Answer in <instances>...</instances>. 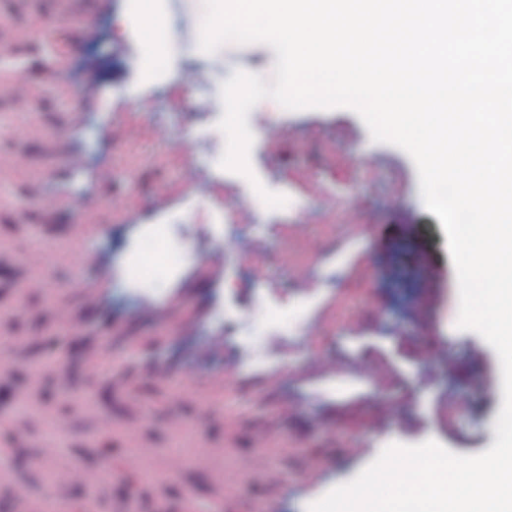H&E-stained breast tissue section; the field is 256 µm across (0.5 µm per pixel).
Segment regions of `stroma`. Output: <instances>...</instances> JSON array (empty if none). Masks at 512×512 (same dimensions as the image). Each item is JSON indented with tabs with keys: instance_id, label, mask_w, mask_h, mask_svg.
I'll use <instances>...</instances> for the list:
<instances>
[{
	"instance_id": "obj_1",
	"label": "stroma",
	"mask_w": 512,
	"mask_h": 512,
	"mask_svg": "<svg viewBox=\"0 0 512 512\" xmlns=\"http://www.w3.org/2000/svg\"><path fill=\"white\" fill-rule=\"evenodd\" d=\"M46 14L30 32L45 40L40 56L16 62L24 78L41 87L37 111L16 114L15 122L33 124L38 138L25 145L32 167L9 189L15 207L0 211V242L17 252L52 248L53 259L43 271L53 282V295H22L18 284L29 270L22 263L0 271V334L18 338L23 361L0 371V427L23 424L24 430L0 450V488L17 487L29 496L46 491L49 473L34 464L41 444L55 441L62 466L108 469L120 464L119 450L96 427L100 415L112 417L117 432L128 420L140 421L137 440L155 449L158 458L179 454L181 469L173 474L155 468L150 475L133 473L125 483L111 482L98 492L112 502L131 498L133 512H157L159 498L192 494L197 507L209 512L217 494L216 479L195 452L180 447L181 438H197L216 448L231 447L235 455L265 457L283 477L279 490L250 480L239 485L237 512H308L309 506L334 487L347 483L370 465L388 445H416L433 440L455 450V438L467 441V454L489 449L496 439L501 388L491 376L500 374L494 349L476 332L457 327L459 291L456 270L440 220L425 208L412 158L399 147L373 141L361 118L347 108L272 111L252 108L247 121L254 136L249 164L270 192L290 198V206L268 208L249 180L225 170L220 160L226 138L217 123L223 114L221 85L234 71L259 72L272 80L274 61L260 44L242 46L238 55L219 49L201 52L188 41V29H199L203 0H157L160 23L152 38L138 31L130 0H107L93 17L55 11L53 0H41ZM93 21L97 39L83 41L79 32ZM121 54H113L114 45ZM67 47L73 58L93 59L97 95L78 129L68 114L75 95H61L41 86L46 59ZM206 72L203 86L186 90L178 77L186 70ZM151 98L152 111L138 104ZM210 104L207 119L194 112L196 99ZM136 115L150 130L137 145L110 142L106 129L114 115ZM276 126L283 135L267 142L259 133ZM72 137L85 159L82 171L62 162L44 164L45 140ZM211 180L216 194L195 199L181 186L179 157ZM117 165L116 186L129 195V216H112L108 188L95 184L93 173L103 161ZM47 192L82 195L102 211L105 231L83 244L96 249L117 269L96 305L77 303L84 324L80 334L59 325L54 298L63 296L73 269L65 257L78 242L72 235L78 211L63 207L40 214L39 198ZM306 214V240L290 232L299 214ZM355 231H346L349 223ZM165 224L172 239L187 251L204 255L211 246L238 235L241 247L224 263L223 272L184 262L173 278L165 274L164 256L152 265L162 282L153 297L178 305L198 328L183 334L177 319L163 321L137 312L135 298L124 289L127 271L122 259L139 226ZM303 250L312 267L311 280L301 284L282 255ZM23 301L27 317L15 323L8 306ZM427 312V323L415 320V308ZM319 331H312V323ZM133 336L130 349L114 355L101 349L100 375H85L88 340L102 339L110 329ZM224 339V362L241 368L238 383L213 393L200 372H189L202 342L210 335ZM447 353L448 364L425 377L421 354L431 347ZM485 350L475 362L473 350ZM358 359L386 369V381L365 380L342 371L309 368L311 357ZM173 368V386L187 385L186 398L170 401L151 376L155 362ZM66 363L72 371L68 387L52 381L53 369ZM129 370L131 388L111 390L113 369ZM279 375L276 388L267 379ZM454 393L466 401L451 427L437 415L438 401ZM393 404L396 419L381 416ZM190 415L187 435L170 433V412ZM280 418L273 447L253 448V429L270 415ZM235 422L225 437L224 421Z\"/></svg>"
}]
</instances>
